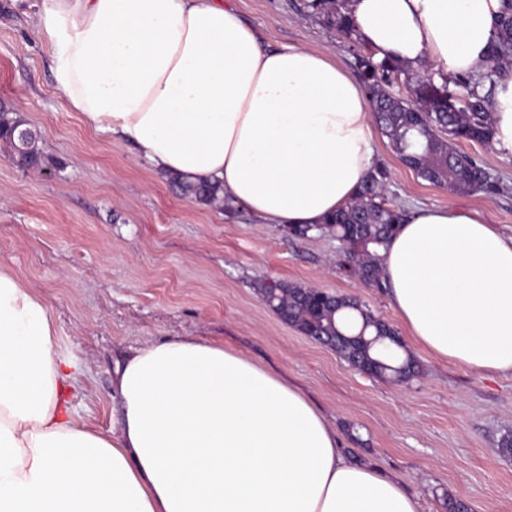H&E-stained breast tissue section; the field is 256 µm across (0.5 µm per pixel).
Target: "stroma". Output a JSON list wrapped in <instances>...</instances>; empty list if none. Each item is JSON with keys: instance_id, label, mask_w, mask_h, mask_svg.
<instances>
[{"instance_id": "35a3bbf8", "label": "stroma", "mask_w": 512, "mask_h": 512, "mask_svg": "<svg viewBox=\"0 0 512 512\" xmlns=\"http://www.w3.org/2000/svg\"><path fill=\"white\" fill-rule=\"evenodd\" d=\"M42 0H0V106L38 134L39 168L18 167L0 141V263L46 301L59 350L81 372L71 401L108 432L120 400L112 380L132 349L167 338L220 341L300 388L338 432L347 459L400 477L426 512H512V377L484 376L415 352L417 377L361 373L281 320L264 302L271 280L359 297L401 328L387 293L347 277L329 236H292L223 201L180 195L127 142L89 128L53 76ZM265 46L300 45L357 75L363 46L312 16L307 0H233ZM389 203L476 214L512 234V155L458 143L499 191L455 194L417 176L374 134Z\"/></svg>"}]
</instances>
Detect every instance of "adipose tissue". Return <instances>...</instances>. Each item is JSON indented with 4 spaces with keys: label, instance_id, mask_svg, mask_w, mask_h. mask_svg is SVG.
<instances>
[{
    "label": "adipose tissue",
    "instance_id": "obj_1",
    "mask_svg": "<svg viewBox=\"0 0 512 512\" xmlns=\"http://www.w3.org/2000/svg\"><path fill=\"white\" fill-rule=\"evenodd\" d=\"M376 60L451 77L487 65L504 0H347ZM54 80L94 130L162 174L222 187L261 224L324 223L374 169L370 98L329 55L263 48L230 0H42ZM512 154V72L491 100ZM381 267L412 344L512 376V235L463 210L409 213ZM40 296L0 264V512H424L396 476L346 459L297 387L224 345L135 349L111 432Z\"/></svg>",
    "mask_w": 512,
    "mask_h": 512
}]
</instances>
